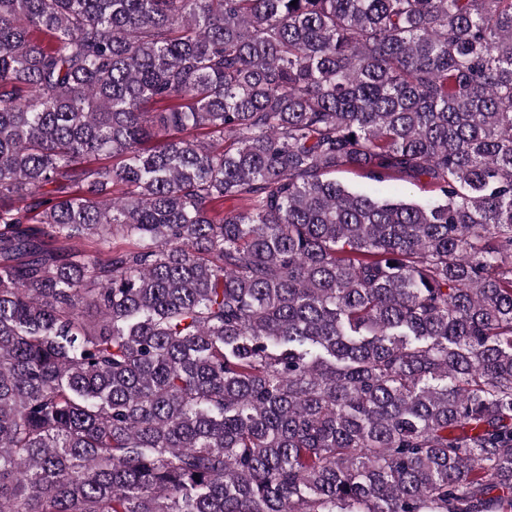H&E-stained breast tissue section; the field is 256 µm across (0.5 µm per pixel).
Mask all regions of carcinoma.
I'll return each mask as SVG.
<instances>
[{
  "label": "carcinoma",
  "mask_w": 512,
  "mask_h": 512,
  "mask_svg": "<svg viewBox=\"0 0 512 512\" xmlns=\"http://www.w3.org/2000/svg\"><path fill=\"white\" fill-rule=\"evenodd\" d=\"M0 512H512V0H0ZM336 180L352 189L386 199H406L420 202L428 199L433 194L424 182L417 185H403L396 181L373 183L349 170L336 172Z\"/></svg>",
  "instance_id": "cac0c4a2"
}]
</instances>
